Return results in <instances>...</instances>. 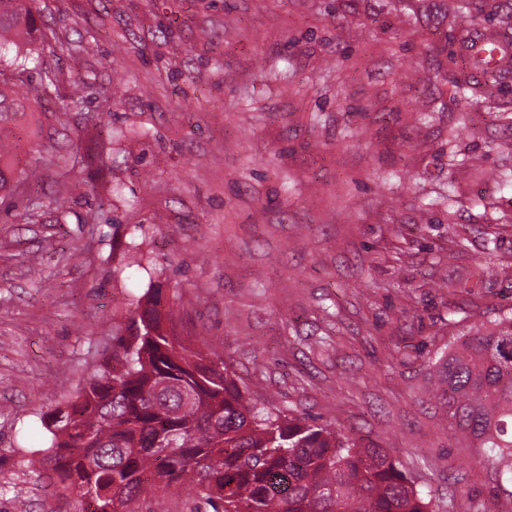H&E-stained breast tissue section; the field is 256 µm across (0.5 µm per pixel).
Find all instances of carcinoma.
I'll return each instance as SVG.
<instances>
[{
  "instance_id": "carcinoma-1",
  "label": "carcinoma",
  "mask_w": 512,
  "mask_h": 512,
  "mask_svg": "<svg viewBox=\"0 0 512 512\" xmlns=\"http://www.w3.org/2000/svg\"><path fill=\"white\" fill-rule=\"evenodd\" d=\"M19 0H0V199L23 194L5 160V124L26 111L31 56L48 35ZM474 68L506 63L512 43L467 40ZM63 81L39 73L40 91ZM60 187L75 181L97 196L58 157ZM173 306L153 288L129 310L125 332L112 335L106 355L73 402L40 417L49 445L27 459L48 475L54 495L87 512H141L171 487L191 485L205 512H434L431 500L381 448L323 424L257 406L224 360L178 343L169 332ZM440 372L453 429L485 454V463L512 483V316L448 342Z\"/></svg>"
}]
</instances>
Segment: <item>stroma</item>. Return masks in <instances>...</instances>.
I'll return each mask as SVG.
<instances>
[{"label": "stroma", "mask_w": 512, "mask_h": 512, "mask_svg": "<svg viewBox=\"0 0 512 512\" xmlns=\"http://www.w3.org/2000/svg\"><path fill=\"white\" fill-rule=\"evenodd\" d=\"M85 86L12 121L34 222L0 213V512H52L38 415L95 371L133 299L258 405L385 448L436 512H512L450 427L437 360L512 313V0H24ZM469 78L461 98L453 83ZM77 156L108 207L57 204ZM144 255L132 262V246ZM466 49L469 51V60L473 68H488L492 60L494 63H507L509 54L512 60V43L501 44L469 39Z\"/></svg>", "instance_id": "1"}]
</instances>
